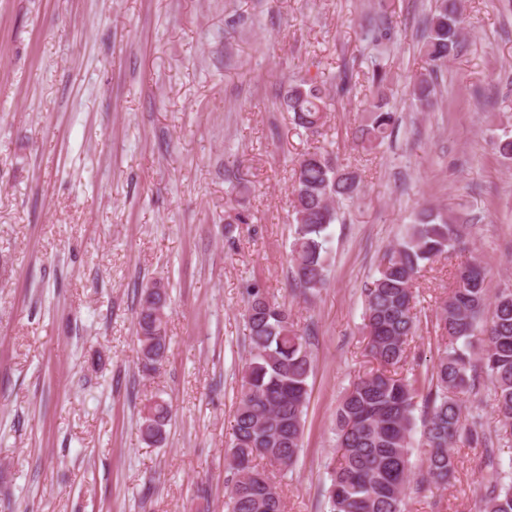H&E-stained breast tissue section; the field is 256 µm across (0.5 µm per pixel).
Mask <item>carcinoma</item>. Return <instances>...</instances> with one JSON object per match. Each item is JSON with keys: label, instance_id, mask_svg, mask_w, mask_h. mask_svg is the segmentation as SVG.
Here are the masks:
<instances>
[{"label": "carcinoma", "instance_id": "1", "mask_svg": "<svg viewBox=\"0 0 512 512\" xmlns=\"http://www.w3.org/2000/svg\"><path fill=\"white\" fill-rule=\"evenodd\" d=\"M460 0H436L427 18L421 52L426 67L412 80V104L430 106L438 72L459 45ZM366 116L353 133L364 151L380 147L398 118L387 108V73L372 70ZM326 81L308 79L288 87L283 104L292 123L308 134L325 124ZM494 153L512 160V130L491 140ZM359 174L341 168L327 151H307L298 159L290 193L293 234L289 263L304 298L327 283L328 229L336 221L335 203L359 196ZM472 219L459 211L418 210L401 240L382 255L376 273L365 282L363 332L374 366L345 388L336 410L337 464L327 488L329 512H405L412 473L413 433L422 414L427 448L420 487L440 488L456 468L454 448L465 443L485 451L488 474L479 512H512V460L503 465L496 449L512 440V288L497 291L488 303L490 270L473 259L455 269L454 287L440 302L436 325L447 339L426 376L404 369L417 330L413 283L421 265L455 250L469 233ZM249 358L241 370L239 402L226 452L225 512H284L280 479L292 471L301 448L311 372L309 336L284 305L255 284L247 290ZM167 292L142 289L136 311L141 369L159 370L169 348ZM498 426L482 428L468 416L464 397L481 378ZM171 407L163 399L143 406L139 431L148 444L164 440Z\"/></svg>", "mask_w": 512, "mask_h": 512}]
</instances>
